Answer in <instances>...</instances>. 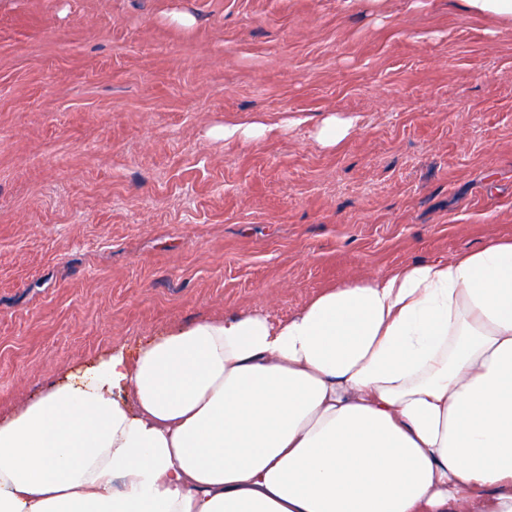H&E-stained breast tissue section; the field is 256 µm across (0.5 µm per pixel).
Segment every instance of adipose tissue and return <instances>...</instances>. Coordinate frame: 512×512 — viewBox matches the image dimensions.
<instances>
[{
	"label": "adipose tissue",
	"instance_id": "1",
	"mask_svg": "<svg viewBox=\"0 0 512 512\" xmlns=\"http://www.w3.org/2000/svg\"><path fill=\"white\" fill-rule=\"evenodd\" d=\"M0 512H512V240L67 374L0 418Z\"/></svg>",
	"mask_w": 512,
	"mask_h": 512
}]
</instances>
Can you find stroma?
<instances>
[{
  "mask_svg": "<svg viewBox=\"0 0 512 512\" xmlns=\"http://www.w3.org/2000/svg\"><path fill=\"white\" fill-rule=\"evenodd\" d=\"M330 116L352 122L333 147ZM495 238L512 22L457 0H0L1 415L112 349Z\"/></svg>",
  "mask_w": 512,
  "mask_h": 512,
  "instance_id": "1",
  "label": "stroma"
}]
</instances>
